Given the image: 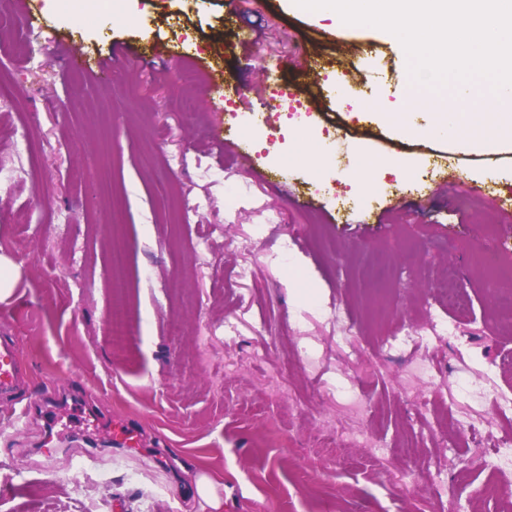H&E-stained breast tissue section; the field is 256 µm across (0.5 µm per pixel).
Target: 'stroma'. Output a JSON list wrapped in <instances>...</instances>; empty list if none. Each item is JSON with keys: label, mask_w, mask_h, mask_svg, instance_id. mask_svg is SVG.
Masks as SVG:
<instances>
[{"label": "stroma", "mask_w": 512, "mask_h": 512, "mask_svg": "<svg viewBox=\"0 0 512 512\" xmlns=\"http://www.w3.org/2000/svg\"><path fill=\"white\" fill-rule=\"evenodd\" d=\"M48 18L30 30L21 5ZM117 45L140 58L116 57ZM108 60L105 80L74 76L61 52ZM218 79L190 96L165 60ZM353 73L359 90L383 88L393 109L424 113L434 91L413 84L407 56L385 33L341 27L284 0H132L122 20L91 27L47 0H0V255L19 271L0 301V331L14 336L29 385L21 400L82 394L102 421L69 414L47 429L17 422L0 403V512H211L196 482L207 476L222 512H512V486L488 495L496 448L512 447V410L464 391L459 378L512 399V326L496 323L477 252L502 247L512 268V169L487 176L468 150L408 136L375 117L378 102L337 103L328 87ZM287 85L306 115L279 131L249 124ZM230 94L231 112L207 96ZM192 109H185V100ZM342 119L340 163L315 174L287 161L305 123L314 144ZM245 142L246 159L220 146ZM386 147V163L351 176L359 155ZM226 170L239 185L198 177ZM382 223H364V216ZM129 249L114 287L112 219ZM292 240L297 272L281 260ZM389 249L395 285L376 311L365 263ZM456 272L465 305L438 286ZM136 314L135 359L112 350L113 308ZM457 322L461 340L433 336L410 357L386 337ZM438 362L433 376L413 361ZM135 426L137 448L90 440L111 421Z\"/></svg>", "instance_id": "stroma-1"}]
</instances>
